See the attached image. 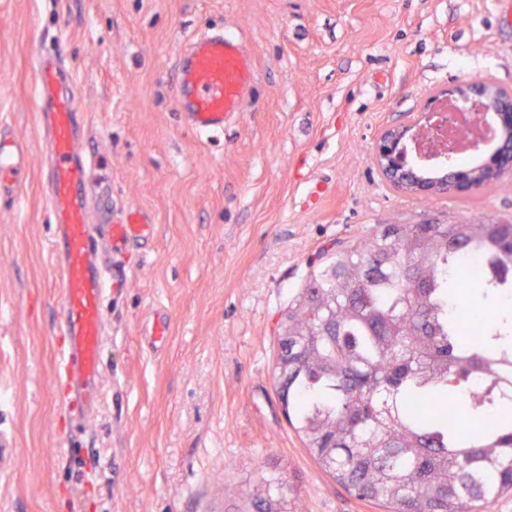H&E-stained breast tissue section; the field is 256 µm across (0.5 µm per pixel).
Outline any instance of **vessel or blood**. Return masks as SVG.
Listing matches in <instances>:
<instances>
[{
  "label": "vessel or blood",
  "instance_id": "b4317fda",
  "mask_svg": "<svg viewBox=\"0 0 512 512\" xmlns=\"http://www.w3.org/2000/svg\"><path fill=\"white\" fill-rule=\"evenodd\" d=\"M56 31L35 48L37 119L49 161L44 184L56 233L51 255L61 284L58 331L66 343L57 367L70 400L83 416H94L103 400L102 356L109 329L104 302L123 270L127 251L153 233L150 213L117 211L107 221L94 218L97 186L103 179L84 149V128L76 88L58 46ZM246 43L220 28L190 38L177 62V105L184 124L196 134H222L234 122L255 82ZM29 172L26 145L0 121V201H18Z\"/></svg>",
  "mask_w": 512,
  "mask_h": 512
}]
</instances>
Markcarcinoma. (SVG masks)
I'll return each instance as SVG.
<instances>
[{"label": "carcinoma", "instance_id": "carcinoma-1", "mask_svg": "<svg viewBox=\"0 0 512 512\" xmlns=\"http://www.w3.org/2000/svg\"><path fill=\"white\" fill-rule=\"evenodd\" d=\"M474 253L512 271V224H381L339 243L288 303L279 395L305 448L358 498L388 512H477L512 493V336L463 323ZM479 379L482 385L474 386ZM255 512H290L264 480Z\"/></svg>", "mask_w": 512, "mask_h": 512}]
</instances>
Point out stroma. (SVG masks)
Here are the masks:
<instances>
[{
    "label": "stroma",
    "instance_id": "stroma-1",
    "mask_svg": "<svg viewBox=\"0 0 512 512\" xmlns=\"http://www.w3.org/2000/svg\"><path fill=\"white\" fill-rule=\"evenodd\" d=\"M240 34L257 80L237 122L206 138L173 99L185 42ZM63 29L88 151L113 208L153 235L105 303L104 402L87 478L56 370L59 274L42 188L33 48ZM512 87V26L495 0H0V120L29 145L16 206L0 207V427L13 465L0 512H241L276 478L296 512H381L322 472L277 395L278 322L312 262L380 224L512 223V178L422 205L391 189L382 128L436 90ZM169 314L161 349L144 334Z\"/></svg>",
    "mask_w": 512,
    "mask_h": 512
}]
</instances>
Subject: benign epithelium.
<instances>
[{"label": "benign epithelium", "instance_id": "1", "mask_svg": "<svg viewBox=\"0 0 512 512\" xmlns=\"http://www.w3.org/2000/svg\"><path fill=\"white\" fill-rule=\"evenodd\" d=\"M456 100L463 104L481 105L482 113H475L474 120L491 126V142L472 145L475 158L490 159L496 157L504 163L499 175L480 176V171L456 168L454 163L441 165L448 170L453 179L446 177L428 178L419 175L422 167L407 159V141L412 138L411 130L420 125L435 126L443 118L439 111L442 103ZM512 139V88L503 87L494 81L485 79L466 84H459L440 89L430 96L424 104V112L417 117L397 125L382 129L373 149V160L384 181L394 190L406 196L470 194L496 185L512 172V165L507 163L506 154L500 151L504 144Z\"/></svg>", "mask_w": 512, "mask_h": 512}]
</instances>
